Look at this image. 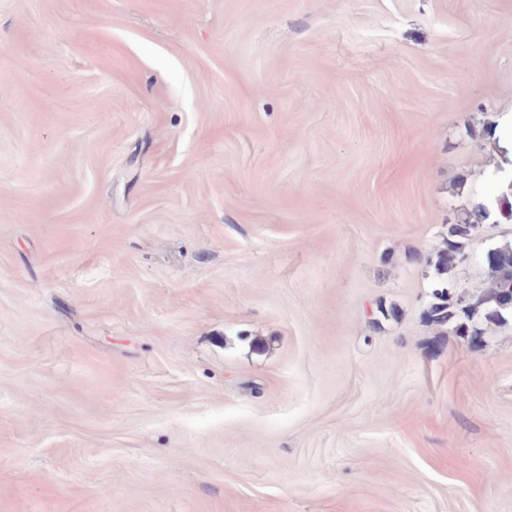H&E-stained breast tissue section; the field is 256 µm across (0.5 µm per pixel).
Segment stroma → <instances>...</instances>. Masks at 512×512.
I'll list each match as a JSON object with an SVG mask.
<instances>
[{"instance_id": "obj_1", "label": "stroma", "mask_w": 512, "mask_h": 512, "mask_svg": "<svg viewBox=\"0 0 512 512\" xmlns=\"http://www.w3.org/2000/svg\"><path fill=\"white\" fill-rule=\"evenodd\" d=\"M512 0H0V512H512ZM489 218L488 206L480 203L461 210L456 214L455 221L448 223L443 247L436 252L435 260L430 262L440 287L432 293L435 301L423 311L429 322L438 326L452 323L458 336L476 344L481 342L485 334V322H499L505 319L504 314L512 315V245L495 248L487 254L491 286L476 302H472L467 295L463 305L458 295L451 300L445 276L460 266L453 254L466 252L465 241Z\"/></svg>"}]
</instances>
